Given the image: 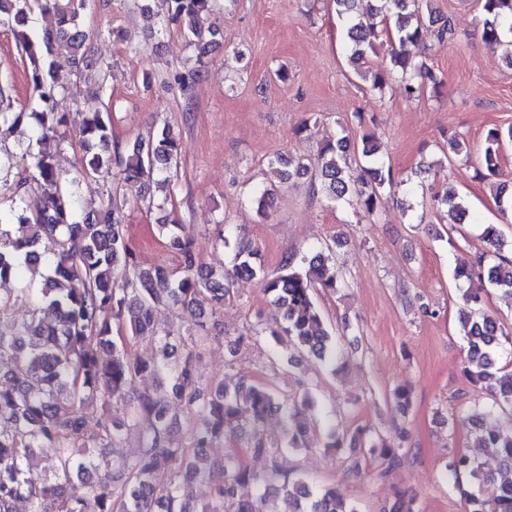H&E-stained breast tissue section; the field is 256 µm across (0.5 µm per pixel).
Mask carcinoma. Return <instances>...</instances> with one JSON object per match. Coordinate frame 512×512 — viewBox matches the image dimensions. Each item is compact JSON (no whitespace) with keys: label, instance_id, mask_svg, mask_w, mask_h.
<instances>
[{"label":"carcinoma","instance_id":"1","mask_svg":"<svg viewBox=\"0 0 512 512\" xmlns=\"http://www.w3.org/2000/svg\"><path fill=\"white\" fill-rule=\"evenodd\" d=\"M169 22L204 54L209 46L224 40V30L204 26L212 0H168ZM371 8V21L360 11L359 0H332L336 15L343 21L348 60L356 67L366 63L368 51L385 36L398 47L389 63L370 71L371 90L383 92L393 81L402 85L406 97L419 96L425 83L437 84V76L404 50L417 44L424 29L431 28L438 44L454 38V22L449 16L429 12V0H378ZM483 20L481 40L490 48H505L512 62V0H480ZM85 0H0V26L14 32L28 61V79L36 107L31 111H0V143L25 120L36 125L38 150L27 153L30 163L16 179L0 182V194L7 193L9 213L0 210V280L22 277V267L37 270L50 264L37 288H20L0 296V512H16V503L25 500L30 512H278L275 499L281 495L294 501V512H358L336 488L310 490L301 474L282 473L276 455L290 448L306 446L309 425L298 418L296 401L279 398L265 384L241 383L230 391L223 384H202L195 377L190 357L179 358L180 348L201 349L209 336L202 332L183 335L181 328L155 320L160 306L202 311L216 316L228 295L225 281L233 276L255 277L256 253L235 246L231 268L222 273L204 271L197 264L185 225L174 220L158 225L171 249L182 256V275L163 265L143 269L136 261L124 231L125 203L112 194L91 210L80 207L76 184L84 178L108 180L112 167L120 169L122 182L144 198L152 185L168 189L177 172L180 142L165 126L137 137L123 147L113 144L112 116L97 110L83 120V140L76 173L69 177L59 170L56 156L63 143L60 128L68 115L60 101L69 80L56 74L50 57L66 50L72 54L74 75L96 82L97 94H106L99 81L101 67L84 50L86 36L80 29ZM53 10L59 16L54 32H38L36 14ZM512 142V126L488 130L479 156L476 177L483 180L498 173L501 150ZM283 181L309 176L317 190L332 203H347L355 212L371 214L391 191L392 170L378 156L370 136L351 142L346 129L335 140L318 143L316 153L306 161L290 162L276 156L272 160ZM50 182L57 191L46 197L35 195L33 186ZM456 202L461 218L469 211L447 186L432 198V205ZM484 237L497 262L485 266L479 255L470 264L456 268L458 279L472 280L475 270L485 271L487 282L512 293V257L501 253L506 242L494 225ZM333 248L305 257L301 262L286 258L281 272L263 276L261 288L272 297L275 317L262 332L287 336L294 346L314 358L336 364V340L331 325L316 307L317 287L332 291L337 279L325 277V261ZM468 312L466 362L472 381L487 387L492 406H512V363L499 366L500 353L512 348V336L485 312L481 289L465 294ZM30 305L29 318L16 320L9 308ZM55 314V321L42 316L43 307ZM117 326L118 335L112 334ZM147 342L156 355L150 362L132 358L130 341ZM162 375L172 384L176 401L188 407L192 424L191 446L173 444L170 430L176 418L169 408L150 395L133 397L136 379L144 373ZM129 399L128 423L150 421L146 446L120 461H109L103 453L89 448L92 441L115 439L120 426L103 420L99 432L90 436L86 414L94 409L107 412L112 399ZM288 415V434L279 447L255 436L246 451L270 459L268 470L257 475L243 463L236 448L224 459V481L211 485L208 500L197 510L185 506L180 495L185 481H204L209 469L202 465L206 448L216 440L231 438L249 424L257 428L275 409ZM484 413L470 414L477 442L494 448L500 466L496 473L481 470L475 459L456 453L448 457L446 470L452 488L469 505L468 512H512V425L487 430ZM363 448V457L380 462L378 475L399 468L405 449L384 443L379 434L357 427L330 435L326 448L348 451ZM52 461L53 477L42 483L31 481L27 472L38 455ZM253 481L263 493L253 498L239 496V487Z\"/></svg>","mask_w":512,"mask_h":512}]
</instances>
